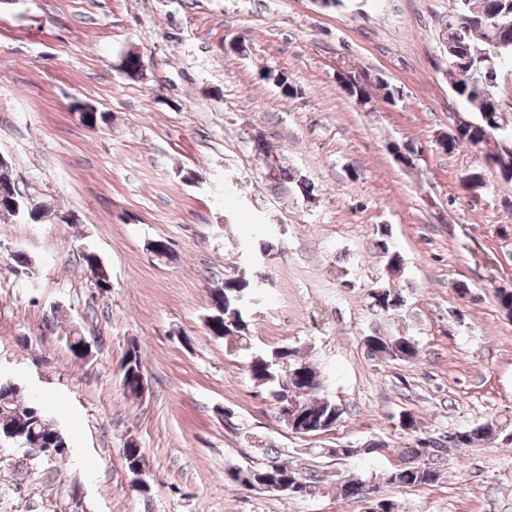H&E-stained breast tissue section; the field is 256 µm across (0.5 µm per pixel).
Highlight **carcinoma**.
I'll return each instance as SVG.
<instances>
[{"label": "carcinoma", "instance_id": "carcinoma-1", "mask_svg": "<svg viewBox=\"0 0 512 512\" xmlns=\"http://www.w3.org/2000/svg\"><path fill=\"white\" fill-rule=\"evenodd\" d=\"M443 44L457 50L467 61L471 82H463L453 87V93L463 101L469 111L495 112L493 102L480 98L478 87L481 86L490 61L503 63L512 61V0H455V8L448 15L443 28ZM266 78L273 80L281 88L283 95L294 96L297 88L283 72L268 71ZM383 94V99H395L397 89L379 81L369 87L354 85L349 96L360 101L371 98L373 92ZM501 128L498 123H491L477 118L475 124L464 128L460 135L450 142L446 153L455 151L462 143L483 145L488 142L491 133ZM494 161V167L500 178L512 183V141H504L498 148L486 155ZM13 188L17 197H0V217L18 216L34 223L40 221L48 207L44 204L33 210L26 206L19 197L21 191L18 183L9 173V166L0 165V188ZM84 265L94 273L93 285L104 293L111 288L109 272L99 255L93 251H83ZM257 282L251 269L240 266L236 273L224 278V286L211 292L212 313L207 317L209 333L224 340L229 348L243 346L249 339V321L246 319L245 302L239 296L250 297L256 290ZM372 305L381 314L392 315L400 311L403 305L401 293L392 288H380L372 293ZM365 342L372 343L373 350H386L393 358L404 361L420 359L421 350L410 336H385L376 332L365 337ZM142 369L139 346L132 341L128 344L121 363L122 386L127 397H139L138 386L133 373ZM252 379L259 386L275 385L272 396L278 403L288 402L290 397H298L307 402L309 410L317 415V422L329 426L340 423L344 411L331 399L319 395V371L313 364L297 355L296 350L287 346L274 349L271 353L259 355L250 363ZM10 440L27 448L68 447V440L50 419L46 402L39 400L23 403L18 399L16 384H0V440ZM273 449L264 448L266 462L255 470L275 479H301L303 495L308 496L320 489V479L306 470L299 472L294 466L269 456ZM411 457L408 465L400 466L388 473L377 474L375 478L398 487H411L435 483L439 472L419 461L423 452L419 448L406 449ZM366 480L358 474L350 475L341 481L339 495L343 498H358L364 495Z\"/></svg>", "mask_w": 512, "mask_h": 512}]
</instances>
